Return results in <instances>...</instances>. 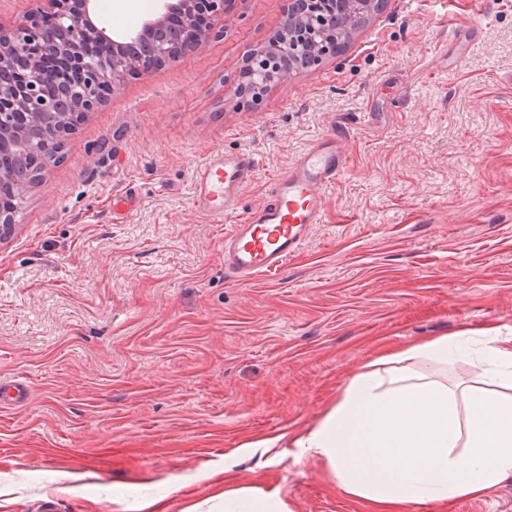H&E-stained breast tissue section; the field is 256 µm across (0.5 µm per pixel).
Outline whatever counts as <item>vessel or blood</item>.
Here are the masks:
<instances>
[{
  "instance_id": "obj_1",
  "label": "vessel or blood",
  "mask_w": 512,
  "mask_h": 512,
  "mask_svg": "<svg viewBox=\"0 0 512 512\" xmlns=\"http://www.w3.org/2000/svg\"><path fill=\"white\" fill-rule=\"evenodd\" d=\"M344 153L328 134L273 183L266 201L247 212L224 237V269L234 282L277 274L321 223L326 189L344 170ZM255 154L217 152L199 166L194 204L212 216L235 210L242 187L258 174Z\"/></svg>"
}]
</instances>
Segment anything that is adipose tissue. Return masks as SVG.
I'll list each match as a JSON object with an SVG mask.
<instances>
[{"mask_svg": "<svg viewBox=\"0 0 512 512\" xmlns=\"http://www.w3.org/2000/svg\"><path fill=\"white\" fill-rule=\"evenodd\" d=\"M477 357L483 385L451 387L416 364ZM368 512L476 498L512 476V338L461 330L364 364L335 406L294 441ZM224 512H292L254 485L224 489Z\"/></svg>", "mask_w": 512, "mask_h": 512, "instance_id": "obj_1", "label": "adipose tissue"}]
</instances>
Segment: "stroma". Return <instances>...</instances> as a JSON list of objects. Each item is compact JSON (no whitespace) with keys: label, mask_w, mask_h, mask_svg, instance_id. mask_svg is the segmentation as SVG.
<instances>
[{"label":"stroma","mask_w":512,"mask_h":512,"mask_svg":"<svg viewBox=\"0 0 512 512\" xmlns=\"http://www.w3.org/2000/svg\"><path fill=\"white\" fill-rule=\"evenodd\" d=\"M288 0H239L228 30L88 113L0 242V512H224L225 482L293 512H365L295 438L386 349L512 336V0H386L317 73L235 94ZM346 169L276 275L224 273L233 217L193 170L249 151L240 209L325 134ZM281 437L278 462L244 442ZM399 512H512V478Z\"/></svg>","instance_id":"1"}]
</instances>
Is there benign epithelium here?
Wrapping results in <instances>:
<instances>
[{
  "mask_svg": "<svg viewBox=\"0 0 512 512\" xmlns=\"http://www.w3.org/2000/svg\"><path fill=\"white\" fill-rule=\"evenodd\" d=\"M231 0H158L155 14L124 33L129 40H145L148 32L181 21L188 33L182 53L198 51L208 40L214 22L224 20ZM384 0H290L281 35L253 52L243 66L237 94L259 96L287 81L296 71H318L339 52L338 19L354 36L382 9ZM94 0H37L26 19L6 28L0 24V137L14 132L28 112L51 115L55 108L65 120L52 127L36 147L46 159H54L76 124L104 102L107 91L122 86L129 77L148 72L177 58L166 43H158L152 58L126 54V46L98 26L92 15ZM46 54L60 72L63 84L59 105L48 100L36 71L25 67L14 74L5 63L33 54ZM22 205L0 209V241L14 234Z\"/></svg>",
  "mask_w": 512,
  "mask_h": 512,
  "instance_id": "1",
  "label": "benign epithelium"
}]
</instances>
